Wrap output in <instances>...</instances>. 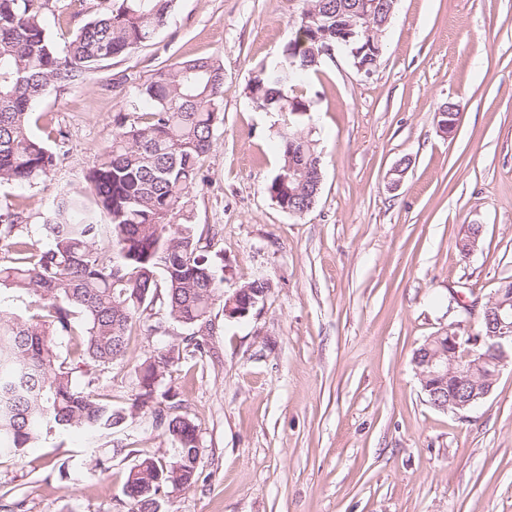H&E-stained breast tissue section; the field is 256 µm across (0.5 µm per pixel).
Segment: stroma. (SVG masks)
<instances>
[{"mask_svg": "<svg viewBox=\"0 0 512 512\" xmlns=\"http://www.w3.org/2000/svg\"><path fill=\"white\" fill-rule=\"evenodd\" d=\"M98 4L47 11L56 45ZM305 6L177 0L152 45L34 105L64 133L52 145L59 163L49 181L0 184V203L24 204L36 230L49 186H84L138 83L185 59H219L224 124L191 192L192 221L225 291L258 276L271 291L240 320L216 301L201 356L184 349L188 328L141 322L101 375V398L125 407L146 358L180 354L163 384L197 428L200 477L160 512H512V370L456 414L428 403L412 364L429 336L479 327L482 303L512 276V0H398L372 75L344 52L324 59L297 120L322 160L321 193L296 216L266 191L285 117L256 109L247 87L282 60ZM449 101L461 117L446 135L437 113ZM474 225L479 246L461 254L456 241ZM169 453L143 415L109 438L2 456L0 512L16 498L25 512H127L129 469Z\"/></svg>", "mask_w": 512, "mask_h": 512, "instance_id": "1", "label": "stroma"}]
</instances>
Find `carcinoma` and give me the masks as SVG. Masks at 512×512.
I'll list each match as a JSON object with an SVG mask.
<instances>
[{
    "mask_svg": "<svg viewBox=\"0 0 512 512\" xmlns=\"http://www.w3.org/2000/svg\"><path fill=\"white\" fill-rule=\"evenodd\" d=\"M175 0H100V9L61 51L44 26L49 0H0V183L30 184L47 177L60 156L35 136L34 104L53 91L81 83L103 63L144 47L165 27ZM310 40L297 66L261 72L249 86L262 110L288 111L303 98L299 82L319 71ZM223 65L210 58L177 62L136 86L148 112L114 115L112 143L86 175L93 199L66 188L42 213L40 247L29 234L21 204L0 212V293L32 299L29 319L0 309V454L16 455L41 437L75 430L110 436L141 412L162 430L174 453L145 456L129 469L123 493L128 512H158L170 489L198 480L201 444L192 420L177 403L157 399L172 359L147 358L138 391L127 408H114L97 393L100 374L122 362L134 325L160 304L166 320L188 328L207 326L224 278L201 245L192 222L190 193L220 126ZM283 165L267 191L288 211V155L316 154L309 143L290 148L280 139ZM106 218L112 249L100 247ZM74 342L73 358L58 353Z\"/></svg>",
    "mask_w": 512,
    "mask_h": 512,
    "instance_id": "obj_1",
    "label": "carcinoma"
}]
</instances>
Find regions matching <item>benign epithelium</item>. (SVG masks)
Segmentation results:
<instances>
[{
	"label": "benign epithelium",
	"instance_id": "benign-epithelium-1",
	"mask_svg": "<svg viewBox=\"0 0 512 512\" xmlns=\"http://www.w3.org/2000/svg\"><path fill=\"white\" fill-rule=\"evenodd\" d=\"M397 0H353L344 13L336 14V28L320 19L316 9H307L303 28L314 32L316 40L327 39L336 32V45L325 46V52L344 50L352 58L358 72L370 75L382 54V29L391 21ZM300 100L288 99L289 139H304L294 129L292 117L307 114ZM288 199L298 204L299 213L313 209L320 193V171L310 174L305 160L288 159ZM267 293L258 284L249 283L224 294V317L235 320L246 317ZM484 325L473 333L456 324L429 337L413 353L412 363L422 390L431 395L435 408L461 413L485 399L504 367L512 366V291L500 288L484 305Z\"/></svg>",
	"mask_w": 512,
	"mask_h": 512
}]
</instances>
